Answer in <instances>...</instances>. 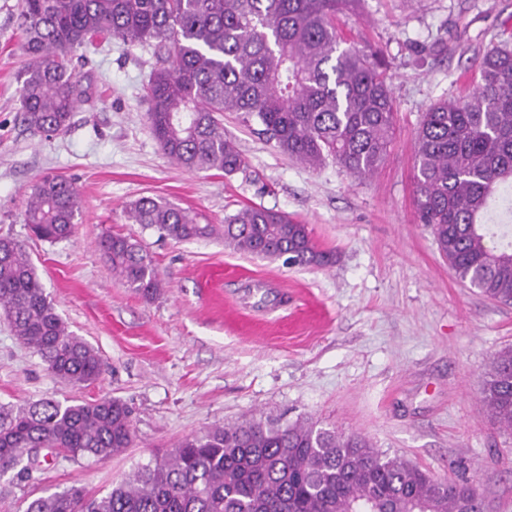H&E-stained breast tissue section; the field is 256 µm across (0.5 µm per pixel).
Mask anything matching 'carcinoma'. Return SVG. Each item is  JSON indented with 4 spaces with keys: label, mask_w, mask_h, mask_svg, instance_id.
I'll list each match as a JSON object with an SVG mask.
<instances>
[{
    "label": "carcinoma",
    "mask_w": 512,
    "mask_h": 512,
    "mask_svg": "<svg viewBox=\"0 0 512 512\" xmlns=\"http://www.w3.org/2000/svg\"><path fill=\"white\" fill-rule=\"evenodd\" d=\"M356 0H21L28 62L21 122L53 135L86 96L73 58L91 46L153 51L142 89L150 131L164 154L188 171L231 174L244 163L224 138V113L263 126L280 152L311 168L332 161L357 179L385 162L395 102L378 51L341 47L337 18ZM468 94L424 113L415 154V211L432 230L456 278L486 298L512 304V244L495 241L491 204L512 214V45L504 39L478 61ZM81 197L74 183L47 174L30 186L22 214L33 234L72 236ZM129 221L180 242L224 236L234 249L297 266H328L308 225L246 207L217 228L191 211L141 197ZM98 247L112 273L147 300L165 288L152 257L133 239L106 233ZM0 310L16 340L56 377L89 385L102 374L98 352L73 336L40 283L25 246L0 237ZM498 428L512 432V349L500 351L481 387ZM133 441L132 411L121 399L63 404L42 398L13 412L0 406V465L21 461L19 477L64 455L107 458ZM470 481L439 479L364 437L303 419H245L182 440L170 457L145 465L107 494L80 486L32 500L26 512H476Z\"/></svg>",
    "instance_id": "obj_1"
}]
</instances>
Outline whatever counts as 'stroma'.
I'll list each match as a JSON object with an SVG mask.
<instances>
[{
    "instance_id": "obj_1",
    "label": "stroma",
    "mask_w": 512,
    "mask_h": 512,
    "mask_svg": "<svg viewBox=\"0 0 512 512\" xmlns=\"http://www.w3.org/2000/svg\"><path fill=\"white\" fill-rule=\"evenodd\" d=\"M21 0H0V236L20 241L69 331L103 361L73 387L19 345L0 314V405L117 397L133 410L130 448L109 458H58L34 480L0 470V512L73 485L110 492L186 437L246 418L293 421L365 436L430 474L469 479L487 512H512V433L494 428L479 397L495 355L512 348V306L462 284L429 227L415 220L414 143L422 114L459 95L483 51L512 32V0H359L338 25L348 45L380 49L396 103L385 163L367 179L335 163L313 169L279 152L260 127L224 115L244 165L189 172L152 136L141 89L150 51L113 40L76 64L89 89L70 126L44 136L20 116ZM52 173L79 188L68 240L32 235L30 184ZM150 196L221 225L250 206L307 224L329 267L240 253L222 236L175 242L128 222ZM107 232L138 240L165 283L145 300L97 247Z\"/></svg>"
}]
</instances>
